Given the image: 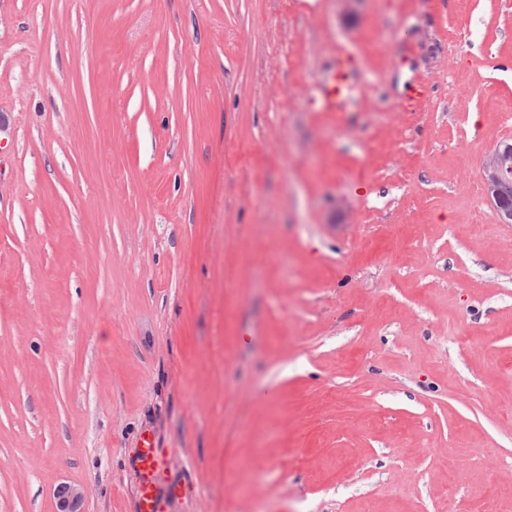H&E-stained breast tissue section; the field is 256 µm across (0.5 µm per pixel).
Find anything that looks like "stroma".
Wrapping results in <instances>:
<instances>
[{"label": "stroma", "instance_id": "obj_1", "mask_svg": "<svg viewBox=\"0 0 512 512\" xmlns=\"http://www.w3.org/2000/svg\"><path fill=\"white\" fill-rule=\"evenodd\" d=\"M504 140L512 0H0V512H512ZM353 72V63L350 57L340 56L336 59V67L332 83L325 85L322 90L323 97L328 107L336 109L340 107L345 90L348 88V80ZM508 174H512V144L501 142L488 154L482 168V181L489 200L505 224L512 223V204L501 202L498 194L505 200L511 199L512 202V180L501 182ZM137 466L139 485L137 491L139 512H158L160 510L158 480L165 463L154 448L152 435H142L138 448ZM55 512H83V492L74 485L61 483L54 491Z\"/></svg>", "mask_w": 512, "mask_h": 512}]
</instances>
